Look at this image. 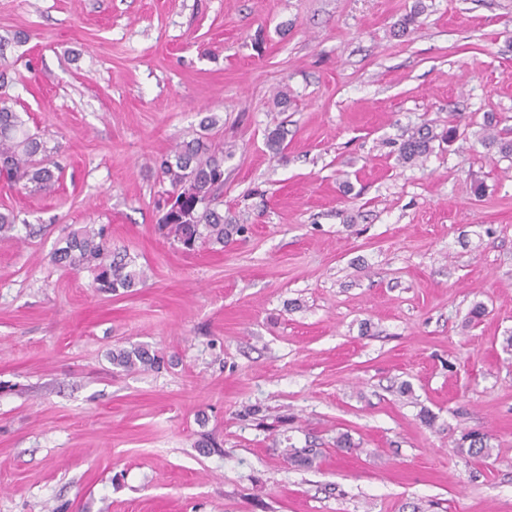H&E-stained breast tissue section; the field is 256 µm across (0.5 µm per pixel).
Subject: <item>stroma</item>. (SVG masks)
<instances>
[{
    "label": "stroma",
    "mask_w": 512,
    "mask_h": 512,
    "mask_svg": "<svg viewBox=\"0 0 512 512\" xmlns=\"http://www.w3.org/2000/svg\"><path fill=\"white\" fill-rule=\"evenodd\" d=\"M0 38L60 166L0 181V512H512V159L480 144L512 0H0ZM424 124L458 133L401 163ZM197 138L252 227L220 253L156 229V161ZM88 224L134 291L52 263ZM135 347L160 368L113 366ZM457 447L468 456L475 458H489L492 448L488 444V435L478 431H470L462 435ZM468 442V446L465 444Z\"/></svg>",
    "instance_id": "35a3bbf8"
}]
</instances>
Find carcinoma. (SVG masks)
Masks as SVG:
<instances>
[{
	"instance_id": "obj_1",
	"label": "carcinoma",
	"mask_w": 512,
	"mask_h": 512,
	"mask_svg": "<svg viewBox=\"0 0 512 512\" xmlns=\"http://www.w3.org/2000/svg\"><path fill=\"white\" fill-rule=\"evenodd\" d=\"M484 145L495 148L503 157L512 156V130L498 128L494 118L486 119ZM455 126L435 133L421 126L411 132L399 148V160L414 163L429 154L436 140L451 141ZM54 151L37 133L27 128V121L6 100L0 97V178L41 191H54L58 165ZM159 181L167 185L166 200L172 201L158 221L163 236L187 248L224 249V243L234 234L246 230L219 211L214 190L224 184V152H214L202 141L176 146L161 157ZM52 261L65 269L92 275L91 287L100 293L129 291L143 281L144 272L137 269L125 254L112 251L106 226L85 225L69 234L66 245L52 255ZM160 357L146 350L118 349L112 351V364L125 370H151L159 366ZM461 451L475 458H488L492 448L488 435L470 431L458 443Z\"/></svg>"
}]
</instances>
